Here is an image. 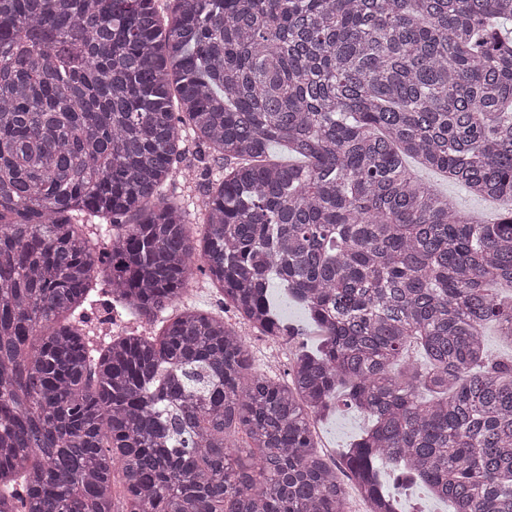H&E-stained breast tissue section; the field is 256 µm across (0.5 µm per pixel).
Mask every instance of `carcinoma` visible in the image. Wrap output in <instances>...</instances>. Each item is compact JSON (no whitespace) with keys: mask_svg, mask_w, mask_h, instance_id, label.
Segmentation results:
<instances>
[{"mask_svg":"<svg viewBox=\"0 0 512 512\" xmlns=\"http://www.w3.org/2000/svg\"><path fill=\"white\" fill-rule=\"evenodd\" d=\"M510 23L512 0H0V512H349L341 474L401 512L383 462L512 512V354L484 338L512 344ZM178 174L203 197L169 202ZM199 263L268 336L271 281L308 310L291 383L180 307ZM96 308L159 332L97 345ZM340 393L372 424L332 461L312 427ZM423 174L430 182L448 193V198L459 207L473 212L479 218H488L493 215L494 207L491 204L470 196L463 187L447 184L439 176L431 173L423 172Z\"/></svg>","mask_w":512,"mask_h":512,"instance_id":"carcinoma-1","label":"carcinoma"}]
</instances>
